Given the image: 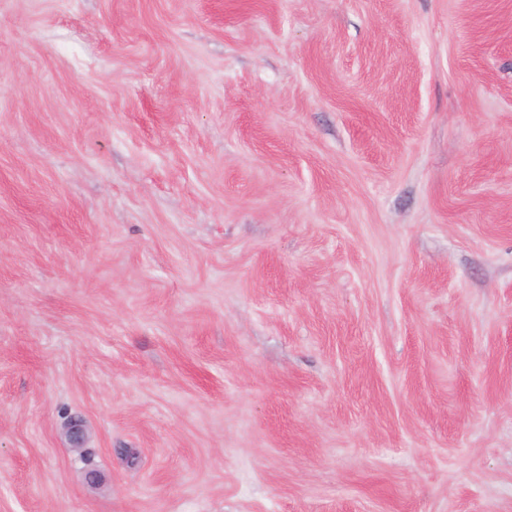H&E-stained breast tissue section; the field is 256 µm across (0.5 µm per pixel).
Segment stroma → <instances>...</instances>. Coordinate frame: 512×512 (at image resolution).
Masks as SVG:
<instances>
[{
  "label": "stroma",
  "instance_id": "1",
  "mask_svg": "<svg viewBox=\"0 0 512 512\" xmlns=\"http://www.w3.org/2000/svg\"><path fill=\"white\" fill-rule=\"evenodd\" d=\"M0 512H512V0H0Z\"/></svg>",
  "mask_w": 512,
  "mask_h": 512
}]
</instances>
